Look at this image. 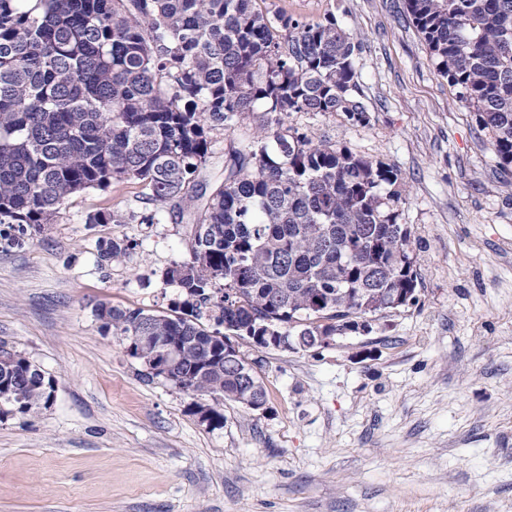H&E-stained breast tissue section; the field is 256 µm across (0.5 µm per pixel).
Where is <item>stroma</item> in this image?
I'll use <instances>...</instances> for the list:
<instances>
[{
    "label": "stroma",
    "instance_id": "1",
    "mask_svg": "<svg viewBox=\"0 0 512 512\" xmlns=\"http://www.w3.org/2000/svg\"><path fill=\"white\" fill-rule=\"evenodd\" d=\"M361 33L370 122L296 112L290 126L400 170L415 305L317 350L243 345L262 409L147 378L100 303L180 300L193 213L155 212L142 184L72 196L33 235L0 228V341L55 381L48 407L0 414V512H512V167L438 73L406 0H258ZM245 125L212 131L199 181L224 179ZM121 224H91L97 210ZM125 239L101 265L100 241ZM224 416L215 425L202 416Z\"/></svg>",
    "mask_w": 512,
    "mask_h": 512
}]
</instances>
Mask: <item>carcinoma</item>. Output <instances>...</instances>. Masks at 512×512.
Listing matches in <instances>:
<instances>
[{
	"label": "carcinoma",
	"mask_w": 512,
	"mask_h": 512,
	"mask_svg": "<svg viewBox=\"0 0 512 512\" xmlns=\"http://www.w3.org/2000/svg\"><path fill=\"white\" fill-rule=\"evenodd\" d=\"M256 0H0V224H51L73 195L137 181L156 206L195 209L189 258L165 272L183 300L170 314L96 309L100 328L169 345L168 381L216 400L265 404L224 334L269 326L326 336L417 289L404 178L346 146L285 124L292 112L369 123L359 95L362 43L330 13L271 19ZM437 70L512 165V0H407ZM263 109L259 132L224 153V180L197 192L208 133ZM90 224H123L99 210ZM127 246L98 245L106 264ZM55 392L21 352L0 358V403L46 408Z\"/></svg>",
	"instance_id": "cac0c4a2"
}]
</instances>
